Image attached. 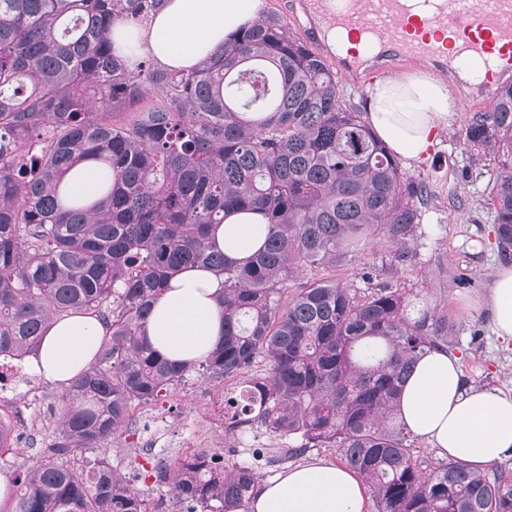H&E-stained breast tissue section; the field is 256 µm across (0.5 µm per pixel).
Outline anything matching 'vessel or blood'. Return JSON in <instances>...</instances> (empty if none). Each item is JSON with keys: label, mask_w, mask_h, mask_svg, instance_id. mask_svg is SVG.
I'll use <instances>...</instances> for the list:
<instances>
[{"label": "vessel or blood", "mask_w": 512, "mask_h": 512, "mask_svg": "<svg viewBox=\"0 0 512 512\" xmlns=\"http://www.w3.org/2000/svg\"><path fill=\"white\" fill-rule=\"evenodd\" d=\"M323 29L342 27L354 40L374 37L409 59L444 58L456 47L483 68L481 92L512 81V0H442L437 14L420 19L403 0H313Z\"/></svg>", "instance_id": "b4317fda"}]
</instances>
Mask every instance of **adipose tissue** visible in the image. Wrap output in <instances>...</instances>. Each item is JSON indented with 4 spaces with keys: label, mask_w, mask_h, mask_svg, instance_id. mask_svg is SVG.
<instances>
[{
    "label": "adipose tissue",
    "mask_w": 512,
    "mask_h": 512,
    "mask_svg": "<svg viewBox=\"0 0 512 512\" xmlns=\"http://www.w3.org/2000/svg\"><path fill=\"white\" fill-rule=\"evenodd\" d=\"M264 0H163L142 25L116 22L115 53L129 65L151 58L168 70L189 71L260 19ZM456 112V91L446 80L420 72H393L374 82L366 101L367 123L401 159L416 162L435 144ZM104 168L76 165L61 185L63 197L97 198ZM268 224L258 212H236L211 232L217 249L240 260L265 240ZM224 278L209 268H188L170 279L153 307L145 333L162 357L193 364L211 353L224 335L216 302ZM495 336L512 341V261L491 274L484 302ZM106 334L90 316L63 318L45 332L26 361L27 370L66 384L86 371ZM399 415L407 429L429 440L441 457L480 472L512 457V395L467 385L458 356L434 351L417 363L403 388ZM367 486L346 466L314 460L260 481L244 512H365Z\"/></svg>",
    "instance_id": "ef3b65f1"
}]
</instances>
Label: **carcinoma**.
<instances>
[{"instance_id": "cac0c4a2", "label": "carcinoma", "mask_w": 512, "mask_h": 512, "mask_svg": "<svg viewBox=\"0 0 512 512\" xmlns=\"http://www.w3.org/2000/svg\"><path fill=\"white\" fill-rule=\"evenodd\" d=\"M161 0H0V357L22 360L71 314L107 336L95 362L61 395L58 441L14 479L13 512H146L141 490L105 459L58 461L129 428L133 402L157 401L187 374L236 378L225 434L258 425L288 439L287 458L334 448L361 474L378 512H512V468L472 472L448 460L428 473L399 421L416 361L448 346V317L408 312L387 285L359 293L330 268L376 236L392 260L423 220L413 182L346 103L337 73L276 15L260 18L191 71L112 49L117 19L137 24ZM154 93L164 100L115 124L110 113ZM465 144L497 170L491 192L501 251L512 248V84L470 115ZM112 170L90 205L60 185L82 162ZM259 211L262 246L231 262L210 229ZM224 275V340L203 360L175 364L145 337L152 306L188 267ZM264 369L252 372L254 364ZM156 478L197 512L242 506L261 476L245 462L216 465L204 449Z\"/></svg>"}]
</instances>
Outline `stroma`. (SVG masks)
<instances>
[{
	"mask_svg": "<svg viewBox=\"0 0 512 512\" xmlns=\"http://www.w3.org/2000/svg\"><path fill=\"white\" fill-rule=\"evenodd\" d=\"M311 10L312 0H265L264 5L265 14L283 18L294 35L326 60H333L335 54L318 34L319 23L311 18ZM430 69V64L391 53L381 61L378 72L360 80L344 74L340 81L347 102L361 109L366 105L367 88L379 74ZM482 109L476 90L460 91L456 116L428 157L405 166L408 178L431 181L427 212L419 226L422 236L405 261L390 262L384 239L377 238L365 250L337 264L336 275L359 288L363 268L375 267V284L405 291L416 309L447 313L453 324L449 349L460 357L467 384L512 393V346L494 336L490 320L480 309L484 288L502 258L489 203L494 171L472 159L462 138L470 114ZM62 391V384L36 377L31 385L0 398L1 409L25 410L24 416L12 423L15 449L0 456V477L11 480L22 474L54 443L64 408ZM223 399V381L190 373L167 397L132 406L130 414L138 419L137 431L123 433L103 449L72 450L63 461L82 467L88 461L106 458L143 492L149 512H177L164 487L147 474L145 466L157 457L170 465L184 459L188 451L180 442L186 435H195L202 442L219 435ZM280 448V442L258 429L246 447H223L219 454L228 462L253 460L256 471L269 479L287 467L280 459Z\"/></svg>",
	"mask_w": 512,
	"mask_h": 512,
	"instance_id": "obj_1",
	"label": "stroma"
}]
</instances>
